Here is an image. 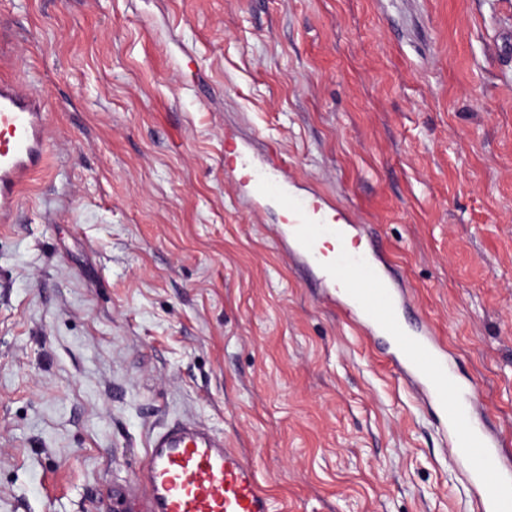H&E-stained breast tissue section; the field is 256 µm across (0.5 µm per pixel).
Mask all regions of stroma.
I'll return each mask as SVG.
<instances>
[{
  "instance_id": "stroma-1",
  "label": "stroma",
  "mask_w": 512,
  "mask_h": 512,
  "mask_svg": "<svg viewBox=\"0 0 512 512\" xmlns=\"http://www.w3.org/2000/svg\"><path fill=\"white\" fill-rule=\"evenodd\" d=\"M512 0H0L49 102L0 223V512H128L194 420L273 512H474L380 347L307 287L224 140L371 235L512 452Z\"/></svg>"
}]
</instances>
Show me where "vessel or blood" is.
Listing matches in <instances>:
<instances>
[{"label":"vessel or blood","instance_id":"b4317fda","mask_svg":"<svg viewBox=\"0 0 512 512\" xmlns=\"http://www.w3.org/2000/svg\"><path fill=\"white\" fill-rule=\"evenodd\" d=\"M48 114L41 93L0 80V223H12L20 192L47 161ZM230 175L241 199H275L288 215L289 254L315 269L327 288L342 287L349 312L387 337L398 377L413 383L437 409V426L448 436L453 462L472 486L478 512H512V457L500 433L475 417L477 399L455 387L453 368L432 331L404 321V302L389 269L375 262L376 243L350 248L352 216L338 213L331 198L293 191L287 162L267 151L263 162L248 143L233 141ZM136 483L143 512H272L255 468L203 426L180 422L153 432Z\"/></svg>","mask_w":512,"mask_h":512}]
</instances>
